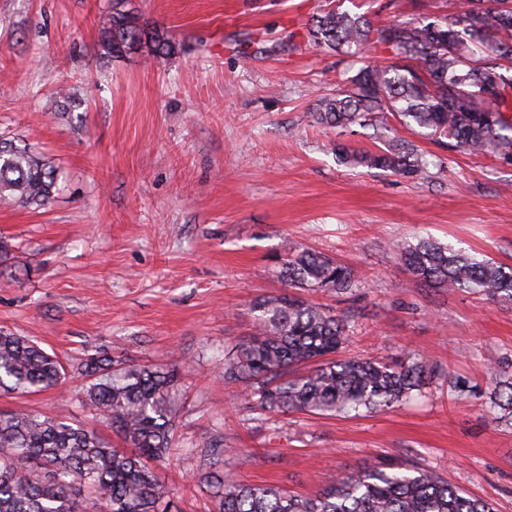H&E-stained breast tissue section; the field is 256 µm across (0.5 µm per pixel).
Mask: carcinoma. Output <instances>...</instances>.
I'll use <instances>...</instances> for the list:
<instances>
[{
    "instance_id": "cac0c4a2",
    "label": "carcinoma",
    "mask_w": 512,
    "mask_h": 512,
    "mask_svg": "<svg viewBox=\"0 0 512 512\" xmlns=\"http://www.w3.org/2000/svg\"><path fill=\"white\" fill-rule=\"evenodd\" d=\"M128 0H112L101 31L103 54L120 59L150 42L167 56L175 43L147 32ZM313 43L341 57L372 46L396 55L366 62L343 79L335 96L317 103L314 120L329 128L391 120L450 150L488 152L512 163V0H465L444 18L375 22L331 9L312 18ZM344 164L423 179L428 162L418 145L392 136L375 149L336 144ZM61 190L54 166L27 146L0 139V203L45 206ZM392 250L422 283L488 299L512 301V269L429 238ZM286 289L249 304L252 332L231 349L224 384L260 415H317L386 410L423 393L436 371L407 352L388 362L343 357L345 315L308 302L302 291L346 294L357 271L336 259L292 247L278 265ZM86 379L78 401L119 434L116 448L94 428L63 413L0 411V512H170L157 466L174 455L179 366L123 362L96 350L79 367ZM67 367L33 340L0 329V390L19 395L62 385ZM490 408L512 421V380L497 381ZM217 512H493L438 473L410 463L349 472L316 494H291L216 478L202 481Z\"/></svg>"
}]
</instances>
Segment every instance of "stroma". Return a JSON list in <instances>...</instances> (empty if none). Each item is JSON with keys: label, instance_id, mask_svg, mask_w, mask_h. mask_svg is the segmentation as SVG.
<instances>
[{"label": "stroma", "instance_id": "stroma-1", "mask_svg": "<svg viewBox=\"0 0 512 512\" xmlns=\"http://www.w3.org/2000/svg\"><path fill=\"white\" fill-rule=\"evenodd\" d=\"M332 0H129L174 53L100 48L111 0H0V137L44 154L63 188L39 209L0 205V328L76 364L88 351L188 364L177 454L161 476L178 512H211L198 489L205 446L224 476L315 493L337 475L408 461L512 512V426L487 395L512 378V303L430 288L387 249L419 235L512 267V164L491 154L438 155L424 180L339 163L337 142L375 146L372 127L317 124L319 99L344 70L307 37ZM460 0H343L374 19L453 13ZM77 107L50 109L58 90ZM355 268L352 294L310 292L352 315L348 352L409 350L437 365L424 396L359 415L271 419L224 384V358L252 327L255 298L284 285L286 246ZM80 378L0 411L73 418L107 440L73 399Z\"/></svg>", "mask_w": 512, "mask_h": 512}]
</instances>
